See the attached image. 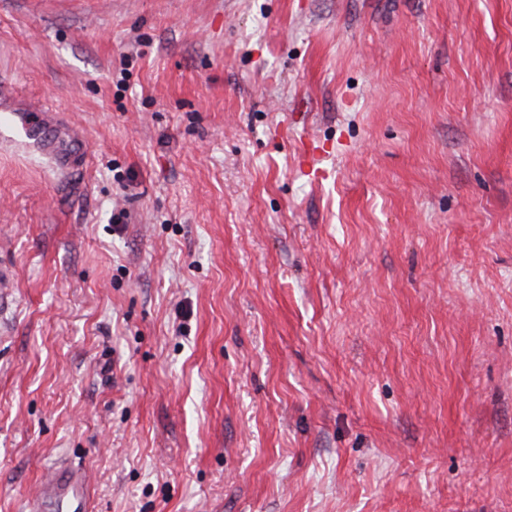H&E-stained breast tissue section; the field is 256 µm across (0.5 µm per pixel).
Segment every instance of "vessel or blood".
<instances>
[{"label":"vessel or blood","mask_w":512,"mask_h":512,"mask_svg":"<svg viewBox=\"0 0 512 512\" xmlns=\"http://www.w3.org/2000/svg\"><path fill=\"white\" fill-rule=\"evenodd\" d=\"M13 88L0 86V141L13 146L36 145L50 158L57 174L82 167V157L58 154L54 141L58 136L41 104L28 101L14 104ZM90 477L81 468L66 465L46 467L39 479L35 499L27 501L25 512H58L67 507L68 512H88Z\"/></svg>","instance_id":"b4317fda"}]
</instances>
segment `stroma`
Masks as SVG:
<instances>
[{"mask_svg":"<svg viewBox=\"0 0 512 512\" xmlns=\"http://www.w3.org/2000/svg\"><path fill=\"white\" fill-rule=\"evenodd\" d=\"M0 512H512V0H0ZM15 94L12 87L0 86V141L2 144L41 147L60 176L72 169L82 167L86 156L59 155L54 150V140L61 135L53 129L48 118L50 115L43 110V105L32 101L15 105L10 101ZM90 486L83 468L48 466L41 473L37 496L26 502L25 512H56L62 505L69 512H88Z\"/></svg>","mask_w":512,"mask_h":512,"instance_id":"obj_1","label":"stroma"}]
</instances>
